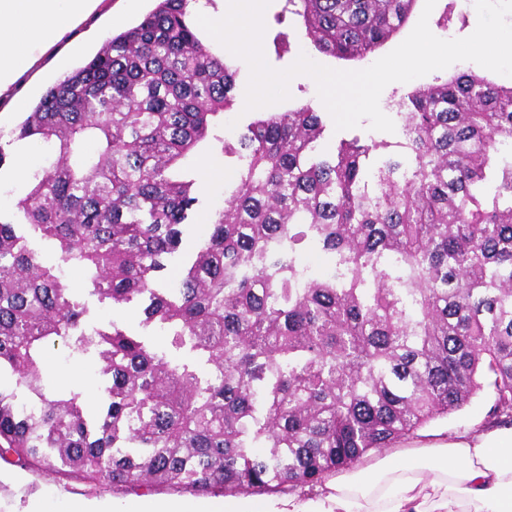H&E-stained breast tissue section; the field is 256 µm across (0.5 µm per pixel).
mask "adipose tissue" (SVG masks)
<instances>
[{
  "mask_svg": "<svg viewBox=\"0 0 512 512\" xmlns=\"http://www.w3.org/2000/svg\"><path fill=\"white\" fill-rule=\"evenodd\" d=\"M111 0H0V101L25 105L42 58ZM60 512H512V427L460 436L413 453H388L327 480L285 506L247 500H184L117 506L69 499Z\"/></svg>",
  "mask_w": 512,
  "mask_h": 512,
  "instance_id": "ef3b65f1",
  "label": "adipose tissue"
}]
</instances>
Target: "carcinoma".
<instances>
[{
  "instance_id": "carcinoma-1",
  "label": "carcinoma",
  "mask_w": 512,
  "mask_h": 512,
  "mask_svg": "<svg viewBox=\"0 0 512 512\" xmlns=\"http://www.w3.org/2000/svg\"><path fill=\"white\" fill-rule=\"evenodd\" d=\"M157 0L49 88L12 130L39 162L0 220V461L99 492L314 487L461 410L484 387L512 422V86L472 71L394 102L396 142L343 138L327 158L311 103L261 112L238 145L214 119L236 72ZM417 0H286L320 53L355 61ZM245 153L224 210L182 261L207 177L185 160ZM305 246L332 255L314 277ZM77 269L101 304L145 300V328H85ZM94 351L105 404L58 391L47 348ZM26 401L34 411L23 409ZM256 448L265 449L258 455Z\"/></svg>"
}]
</instances>
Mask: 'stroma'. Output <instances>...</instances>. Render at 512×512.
Instances as JSON below:
<instances>
[{"label": "stroma", "mask_w": 512, "mask_h": 512, "mask_svg": "<svg viewBox=\"0 0 512 512\" xmlns=\"http://www.w3.org/2000/svg\"><path fill=\"white\" fill-rule=\"evenodd\" d=\"M459 2L460 0H437L429 17L430 30L436 32L444 26L454 37L461 38L470 35L477 26V13L473 10L461 9ZM285 5L286 0H271L265 12L264 53L268 63L277 69L289 67L302 54L321 65L338 70L368 68L409 36L424 8L422 0H417L405 26L394 38L373 54L360 61H342L316 51L294 19L285 15ZM153 6V0H142L139 13L130 14L126 12L123 0H112L111 20L91 19L79 28L78 34L90 42L92 50H99L103 42L111 37L113 32L130 28L138 21L140 13L150 11ZM280 34L286 36L289 42L288 50L275 48L274 39ZM228 63L237 71L234 90L237 106L224 114L223 135L226 139L235 141L245 133L247 125L254 119L255 114L251 111L245 113L241 110V106L245 102V88L249 76L247 65L233 56L229 57ZM290 93L289 100L276 104V111L280 112L301 103H311L316 112H319L326 127V136L320 142L318 151L322 154L333 152L341 134L335 131L333 120L317 95L314 80L306 75L296 76L290 83ZM200 164L205 169L211 170L213 176L204 181L200 187L195 224L183 236V245L187 248L194 245L196 236L204 231L206 224L213 220L216 212L223 209L224 190L231 185L229 177L236 174L242 161L238 157L227 156L215 151L202 157ZM46 369L58 388L63 390L79 389L84 398L92 400L95 406H102L103 380L96 374L93 364L88 362L87 358H68L66 347L58 345L50 349L46 358ZM492 404L491 390H483L462 410L448 417L432 421L410 438L402 440L400 446L404 449H412L441 445L464 434L496 427V420L489 416ZM48 492L55 493L61 498L81 497L87 499L91 496L90 491L83 484L77 482L64 484L44 474L0 463V512H24L31 499Z\"/></svg>", "instance_id": "1"}]
</instances>
